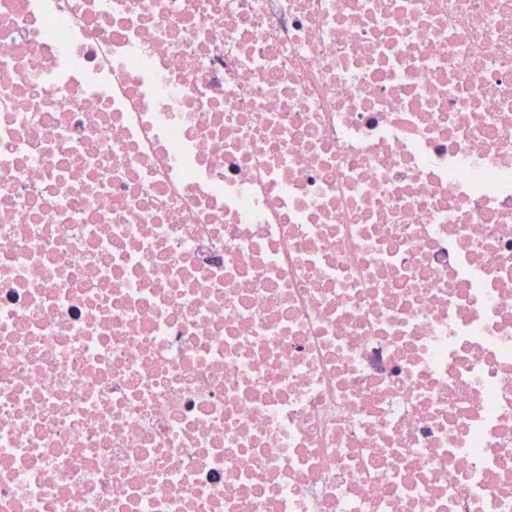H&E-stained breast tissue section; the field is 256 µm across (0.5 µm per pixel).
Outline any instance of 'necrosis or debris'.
<instances>
[{"label": "necrosis or debris", "instance_id": "4bbe7bcc", "mask_svg": "<svg viewBox=\"0 0 512 512\" xmlns=\"http://www.w3.org/2000/svg\"><path fill=\"white\" fill-rule=\"evenodd\" d=\"M0 512H512V0H0Z\"/></svg>", "mask_w": 512, "mask_h": 512}]
</instances>
